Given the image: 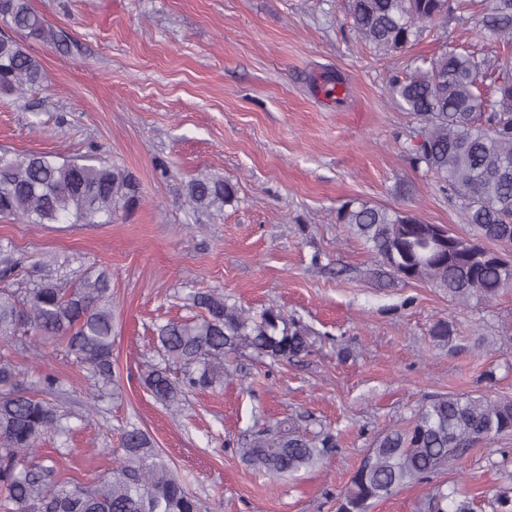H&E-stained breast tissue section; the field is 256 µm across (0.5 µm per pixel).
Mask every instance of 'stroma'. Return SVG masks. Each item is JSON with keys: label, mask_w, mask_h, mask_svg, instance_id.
Listing matches in <instances>:
<instances>
[{"label": "stroma", "mask_w": 512, "mask_h": 512, "mask_svg": "<svg viewBox=\"0 0 512 512\" xmlns=\"http://www.w3.org/2000/svg\"><path fill=\"white\" fill-rule=\"evenodd\" d=\"M64 35L26 41L47 80L0 95V148L92 155L129 170L141 201L110 224H22L0 219V245L33 276L61 284L108 268L114 310V392L95 397L61 344L12 357L29 378L59 380L54 396L73 428L64 452L45 439L60 474L93 483L111 448L135 425L154 440L203 512H336L337 500L377 437L436 395L512 397V288L493 307L462 306L419 281L373 276L380 263L339 207L359 198L412 207L466 235L407 147L415 122L390 91L405 58H432L425 32L391 59L349 31L347 0H31ZM341 73L339 98L319 81ZM201 175L235 184L228 205L192 208ZM198 292L257 310L274 305L315 333L305 357L283 363L245 352L223 388L190 392L180 412L141 383L158 363L156 326L196 315ZM439 319L457 332L434 342ZM293 422L327 427L338 447L326 463L285 479L238 454L252 431ZM512 481V434L484 439L464 468H448L375 502L369 512H425L437 486L458 487L475 512H496Z\"/></svg>", "instance_id": "35a3bbf8"}]
</instances>
